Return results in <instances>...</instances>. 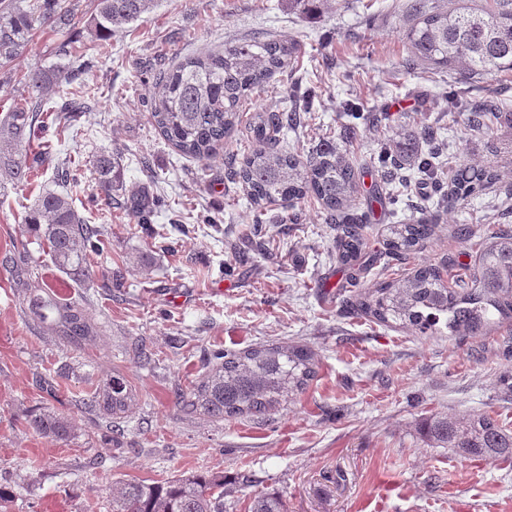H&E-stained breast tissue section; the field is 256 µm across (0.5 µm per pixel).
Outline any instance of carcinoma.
<instances>
[{"label":"carcinoma","instance_id":"carcinoma-1","mask_svg":"<svg viewBox=\"0 0 512 512\" xmlns=\"http://www.w3.org/2000/svg\"><path fill=\"white\" fill-rule=\"evenodd\" d=\"M453 8L429 10L423 0H411L413 23L406 38L414 60L441 68L464 66L478 75L512 72V0H455ZM154 0H93L89 25L99 41L148 14ZM80 22L77 13L62 7V0H0V67L9 66L33 41L35 27L63 31ZM298 51L291 42L270 39L243 41L222 50L188 57L159 72L153 92L151 118L161 135L179 152L207 160L224 147L240 121L243 101L287 66ZM28 96L19 100L0 121V173L16 183L31 174L29 146L34 119L44 111L42 95L58 82V74L34 66L24 74ZM297 103L284 111L253 115L256 147L233 177L242 184L255 211L276 200L300 201L309 196L321 201L326 221L336 231V260L349 270L356 284L368 270L362 262L366 240L353 206L358 196V175L345 146L328 141L301 157L268 147L270 132L297 124ZM503 105L485 101L466 113V124L488 131L502 115ZM434 132L417 140L401 129L389 135L394 160L421 164L433 173L437 157L425 152ZM95 169L100 190L112 199L122 182L117 158L102 155ZM498 179L495 170L463 163L452 171L451 184L439 203L451 209ZM154 201L146 193L126 201L142 215ZM37 230L47 255L61 272L84 288L105 275L88 262L100 255L105 242L97 227L85 223L69 196L52 191L37 195L24 218ZM435 232L426 217L407 224H392L384 240V254L403 260L420 252ZM353 312L392 328L414 329L423 336H486L505 323L512 324V230L498 229L481 243L468 278L450 285L443 271L432 264H417L403 277L365 288L351 302ZM51 329L77 345L93 335L92 318L75 302L61 300L52 307ZM316 354L303 345L262 344L241 351H216L204 377L177 396L176 404L189 413L216 420L262 417L283 407L288 397L304 391L314 378ZM89 409L117 418L133 410L128 381L114 376L102 390L86 399ZM30 428L52 441H68L76 428L68 416L42 407L29 419ZM421 434L437 448H451L468 459L512 460V428L497 416L482 412L462 418L432 415L423 421ZM112 512H224V475L190 474L164 482L121 480L112 484ZM251 512H286L275 494L254 498Z\"/></svg>","mask_w":512,"mask_h":512}]
</instances>
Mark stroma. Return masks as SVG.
I'll return each mask as SVG.
<instances>
[{
  "label": "stroma",
  "mask_w": 512,
  "mask_h": 512,
  "mask_svg": "<svg viewBox=\"0 0 512 512\" xmlns=\"http://www.w3.org/2000/svg\"><path fill=\"white\" fill-rule=\"evenodd\" d=\"M406 3L324 0L308 16L288 0H157L149 15L113 34L106 56L87 27H78L67 55L41 28L0 69L1 117L24 96L28 67L64 73L73 59L83 64L79 82L59 81L45 95V128L33 149L51 143V162L35 165L24 184L0 176V260L20 250L32 260L21 280L0 264V477L30 484L13 512H110L113 482L201 472L223 474L224 512H249L264 493L279 495L287 512H512V463L431 447L418 428L436 413L486 411L512 424L502 394L512 383V326L476 339L420 336L350 314L342 299L353 291L337 289L336 233L321 203L277 201L259 218L230 177L255 145L247 122L199 161L169 145L151 120L163 69L243 40H293L295 60L250 96L245 115L282 109L289 97L308 104L296 130L273 136L276 149L303 156L337 138L347 109L358 107L349 156L361 170L358 201L371 247L379 248L387 225L410 220L424 192L437 234L417 262L469 266L476 236L512 225V118L474 132L448 110L490 98L512 109V73L406 66ZM82 84L95 90L91 109L74 113L76 137L58 139L49 109ZM396 124L415 133L430 124L447 141L441 181L463 161L493 168L498 180L450 211L436 206L439 191L421 177L382 187L377 157L385 129ZM101 153L122 158L112 206L97 186ZM46 189L67 192L110 243L101 261L107 274L93 287L58 272L24 228ZM141 191L163 200L143 222L123 206ZM458 224L472 225L475 237H458ZM63 298L96 324L77 348L31 310V300L47 306ZM138 343L151 351L150 363L132 358ZM258 344H303L316 354L315 380L284 410L217 421L175 407V394L205 374L210 351ZM118 374L135 404L107 432L83 399ZM44 406L74 420V439L56 443L33 432L27 416Z\"/></svg>",
  "instance_id": "35a3bbf8"
}]
</instances>
